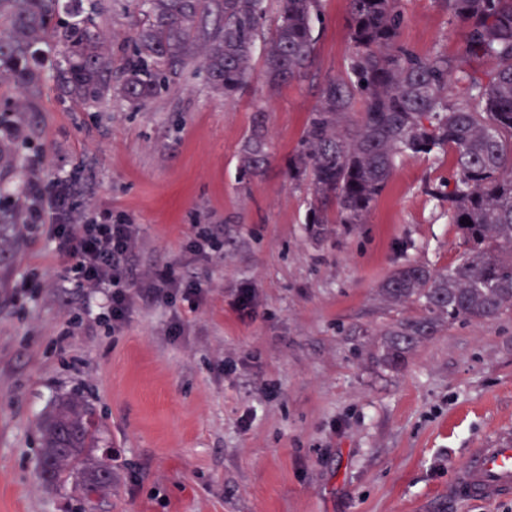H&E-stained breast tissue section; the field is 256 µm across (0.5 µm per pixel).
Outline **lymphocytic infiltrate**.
Segmentation results:
<instances>
[{
  "mask_svg": "<svg viewBox=\"0 0 512 512\" xmlns=\"http://www.w3.org/2000/svg\"><path fill=\"white\" fill-rule=\"evenodd\" d=\"M55 181L43 180L38 186H24V193L39 191L40 208L30 211L19 234L37 233L45 239L63 267L60 285L100 292L105 305L100 315L112 330H121L133 298L154 301L175 295H197L202 284L197 280H182L171 270L152 268L132 276L131 262L137 249L138 227L128 223H112L74 211L67 224H49L47 210L55 206Z\"/></svg>",
  "mask_w": 512,
  "mask_h": 512,
  "instance_id": "f902f5d3",
  "label": "lymphocytic infiltrate"
}]
</instances>
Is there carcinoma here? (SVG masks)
Listing matches in <instances>:
<instances>
[{"instance_id": "cac0c4a2", "label": "carcinoma", "mask_w": 512, "mask_h": 512, "mask_svg": "<svg viewBox=\"0 0 512 512\" xmlns=\"http://www.w3.org/2000/svg\"><path fill=\"white\" fill-rule=\"evenodd\" d=\"M265 0H142L144 18L112 87V51L101 38L99 0H0V80L27 93L37 109L43 89L95 102L116 89L141 106L201 58L211 87L233 99L246 85L257 44L271 91L308 75L316 58L315 22L323 0H278L265 33ZM464 29L451 60L421 55L404 44L403 0H349L352 52L345 71L327 78L299 149L288 164L293 179H309L313 199L306 223L363 224L391 179L400 156L448 148L455 171L429 188L448 202V219L466 252L446 271L409 263L381 285L397 305L418 301L426 315L387 332L381 359L399 363L414 343L448 320L489 319L512 309V0H444ZM492 61L479 72L472 64ZM457 88L458 101L448 99ZM353 112L361 121L347 128ZM267 116L259 109L238 157L241 176L268 163ZM31 171L39 165L21 118L0 112V164ZM83 194L74 173L58 188L63 205L52 220L66 224ZM35 197L21 200L0 182V223L20 224ZM40 475L46 486L70 481L84 496L112 490L108 459L92 456L101 426L77 397L59 399L39 417Z\"/></svg>"}]
</instances>
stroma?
I'll return each instance as SVG.
<instances>
[{
    "mask_svg": "<svg viewBox=\"0 0 512 512\" xmlns=\"http://www.w3.org/2000/svg\"><path fill=\"white\" fill-rule=\"evenodd\" d=\"M99 24L114 61L131 48L134 0H108ZM403 41L455 57L463 37L441 0H404ZM316 62L269 91L262 59L225 99L200 60L146 105L43 97L25 113L47 174L82 169L90 208L136 224L135 270L200 279L193 300L134 302L119 332L68 320L101 298L57 287L47 243L0 226V512H512V497L451 488L468 449L512 429V310L443 324L398 366L385 333L423 315L387 302L397 268L455 266L465 246L446 203L428 194L451 172L440 150L398 160L362 224L305 222L309 183L288 175L319 86L350 51L348 0H324ZM266 108L270 162L240 177L238 153ZM214 225L219 252L189 248ZM45 289L20 293L21 274ZM232 370H225V363ZM277 385L276 398L264 387ZM78 396L103 424L112 490L87 502L39 473L38 418Z\"/></svg>",
    "mask_w": 512,
    "mask_h": 512,
    "instance_id": "stroma-1",
    "label": "stroma"
}]
</instances>
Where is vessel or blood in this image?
Listing matches in <instances>:
<instances>
[{
  "label": "vessel or blood",
  "instance_id": "b4317fda",
  "mask_svg": "<svg viewBox=\"0 0 512 512\" xmlns=\"http://www.w3.org/2000/svg\"><path fill=\"white\" fill-rule=\"evenodd\" d=\"M456 494L494 501L512 495V431L501 432L485 447L473 448L459 471Z\"/></svg>",
  "mask_w": 512,
  "mask_h": 512
}]
</instances>
